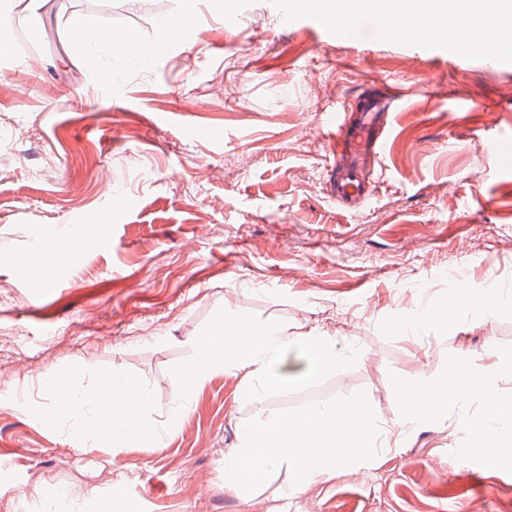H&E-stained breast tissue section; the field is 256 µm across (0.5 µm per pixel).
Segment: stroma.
<instances>
[{"label": "stroma", "mask_w": 512, "mask_h": 512, "mask_svg": "<svg viewBox=\"0 0 512 512\" xmlns=\"http://www.w3.org/2000/svg\"><path fill=\"white\" fill-rule=\"evenodd\" d=\"M66 5L37 31L11 14L0 53V459L15 460L0 512H124L117 484L136 512H512V474L455 459L450 417L294 495L285 467L245 497L224 484L258 409L362 389L392 425L390 373L438 375L449 353L493 366L512 344V50L472 45L461 61L456 43L423 50L374 11L348 40L309 5L288 23L279 0H194L182 36L132 80L135 60L75 49L68 14L148 46L161 26ZM373 98L380 148L337 154L330 114L355 120ZM349 169L367 194L347 207ZM85 217L101 220L91 244L64 250ZM34 256L48 281L24 273ZM465 288L502 293L493 317L399 327ZM225 320L317 326L345 360L259 402L221 371L185 393L196 340ZM74 361L79 384L120 374L147 391L158 439L113 448L42 423L43 378ZM60 485L70 506L50 499Z\"/></svg>", "instance_id": "stroma-1"}]
</instances>
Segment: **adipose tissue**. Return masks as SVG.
Segmentation results:
<instances>
[{
	"label": "adipose tissue",
	"mask_w": 512,
	"mask_h": 512,
	"mask_svg": "<svg viewBox=\"0 0 512 512\" xmlns=\"http://www.w3.org/2000/svg\"><path fill=\"white\" fill-rule=\"evenodd\" d=\"M477 7L476 0H453L449 10L440 8L436 0H393L390 12L397 18L398 32L429 31L453 41L475 38L486 50L498 49L504 43L500 28L481 33L462 26V18L473 16ZM291 346L299 353V366L287 372L283 361ZM195 348V360L181 372L185 392L194 391L213 370H242L246 373L244 392L257 401L291 385L312 383L344 360L331 337L316 328L291 336L274 326L220 325L197 340ZM77 373V367L70 366L46 381L51 405L45 419L73 425L85 441L115 448L156 437L157 429L149 420L155 406L134 381L115 375L96 386L78 387L69 382Z\"/></svg>",
	"instance_id": "1"
}]
</instances>
